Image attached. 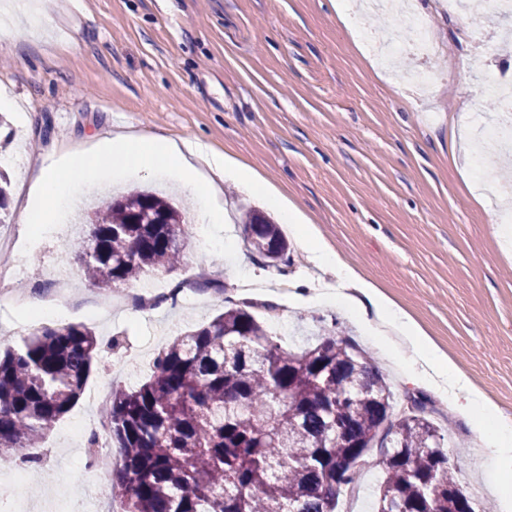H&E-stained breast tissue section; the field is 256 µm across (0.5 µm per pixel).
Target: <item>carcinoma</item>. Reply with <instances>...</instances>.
<instances>
[{"mask_svg":"<svg viewBox=\"0 0 512 512\" xmlns=\"http://www.w3.org/2000/svg\"><path fill=\"white\" fill-rule=\"evenodd\" d=\"M243 221L251 253L284 259L278 225L255 210ZM191 235L182 209L133 190L97 206L71 249L84 278L107 291L177 270ZM251 307L234 304L174 339L145 382L104 403L122 512H336L378 438L390 440L378 512H475L424 402L410 399L392 421V392L365 352L333 336L287 351ZM98 350L90 328L70 323L0 350V465L29 459L71 410Z\"/></svg>","mask_w":512,"mask_h":512,"instance_id":"obj_1","label":"carcinoma"}]
</instances>
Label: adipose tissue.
Masks as SVG:
<instances>
[{
    "mask_svg": "<svg viewBox=\"0 0 512 512\" xmlns=\"http://www.w3.org/2000/svg\"><path fill=\"white\" fill-rule=\"evenodd\" d=\"M123 180L132 176L168 175L198 203L199 222L204 229L223 224L219 200L224 182L236 183L246 193L263 198L280 222L299 227L301 212L273 185L229 156L208 151L203 145L178 143L159 134L118 133L93 147L74 153L64 168L41 164L34 170V190L22 214L26 224H54L65 204L104 175ZM53 208H46V201ZM304 239L314 263L336 271V281L314 290L311 302L368 317V327L378 343L395 350L410 349L405 366L413 376L425 380L449 399L465 397L478 418H489L485 400L471 390L467 379L428 341L421 328L402 309L378 292L340 255L306 231ZM485 453L499 468L498 496L503 512H512V423L499 420L485 441Z\"/></svg>",
    "mask_w": 512,
    "mask_h": 512,
    "instance_id": "1",
    "label": "adipose tissue"
}]
</instances>
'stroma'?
Returning <instances> with one entry per match:
<instances>
[{"label":"stroma","mask_w":512,"mask_h":512,"mask_svg":"<svg viewBox=\"0 0 512 512\" xmlns=\"http://www.w3.org/2000/svg\"><path fill=\"white\" fill-rule=\"evenodd\" d=\"M339 0H52L46 24L24 21L0 30V93L34 116L18 124L0 119V160L11 180L9 216L0 224V253L18 259V290L33 280L69 273L89 303L70 309L67 322L98 335L102 348L78 403L51 429L37 455L48 493L26 492L25 512H57L85 484L80 447L70 430L100 416L112 390L147 379L156 353L175 336L224 310L223 296L189 293L180 306L129 312L128 286L111 296L91 288L69 253L77 229L52 231L22 223L32 166L58 163L113 131L162 134L199 141L263 175L305 215L316 233L367 281L403 309L497 417L512 421V245L497 237L492 213L505 199L482 195L481 179L497 174L492 152L454 149L477 111L494 106L484 96L489 77L512 73L504 47L486 19L449 13L443 0H412L438 54L410 57L413 69L433 72L423 94L408 90L396 67L379 68L337 16ZM157 189L175 203L185 195L174 180L134 177L76 198L73 215L89 212L98 196L131 188ZM228 222L224 244L200 234L186 241L188 260L171 274L150 277L153 287L206 276L238 295L237 273L266 283L254 312L280 310L285 349L306 348L307 331L345 323L332 307L301 297H278L280 278L309 287L333 278L312 263L302 242L289 238L288 259L267 265L245 248L241 217L263 210L259 196L224 187ZM383 372L395 400L423 393L433 421L458 459V477L477 512L498 506L496 468L475 448L478 424L465 399L449 401L408 376L388 347L359 336ZM357 491L341 498V512H376L384 479L382 454L371 448Z\"/></svg>","instance_id":"obj_1"}]
</instances>
